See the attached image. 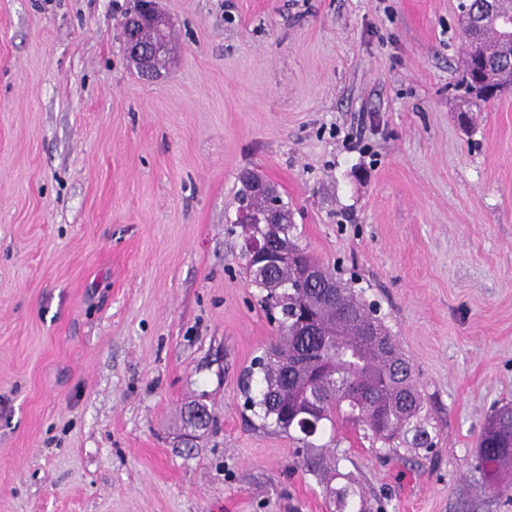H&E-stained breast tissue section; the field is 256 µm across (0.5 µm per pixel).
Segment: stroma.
Returning a JSON list of instances; mask_svg holds the SVG:
<instances>
[{"instance_id": "obj_1", "label": "stroma", "mask_w": 512, "mask_h": 512, "mask_svg": "<svg viewBox=\"0 0 512 512\" xmlns=\"http://www.w3.org/2000/svg\"><path fill=\"white\" fill-rule=\"evenodd\" d=\"M160 5L148 80L133 0H0V512H512L475 466L512 403V89L460 124L459 0ZM246 170L379 303L432 450L245 410L275 337L226 232ZM127 32L137 34L149 31L151 39L148 47L127 39V55L136 67L146 75L157 76L160 73V62L169 61L172 54L170 32L172 24L168 16L158 6L156 0H137L135 10L125 20L124 39Z\"/></svg>"}]
</instances>
